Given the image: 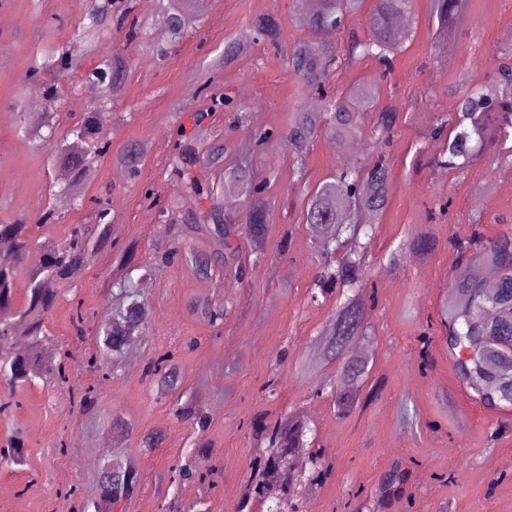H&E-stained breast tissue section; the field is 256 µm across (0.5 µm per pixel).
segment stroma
Listing matches in <instances>:
<instances>
[{"label":"stroma","mask_w":512,"mask_h":512,"mask_svg":"<svg viewBox=\"0 0 512 512\" xmlns=\"http://www.w3.org/2000/svg\"><path fill=\"white\" fill-rule=\"evenodd\" d=\"M90 7V0H0V224L26 221L38 246L64 242L72 225L93 223L92 210L72 209L63 194L52 149L19 134L18 127L23 115L37 109L54 113L59 132L68 131L101 102L100 96H86L82 71L121 50L130 76L110 111L111 152L93 161L84 193L109 195L117 248L136 244L139 258L147 260L183 228L142 203L146 187L160 203L181 200L173 182L160 177L170 153L169 128L191 123L207 107L201 86L209 79L250 114L233 131L230 111L195 128L193 142L202 151L227 136L240 141L256 125H285L297 108L317 107V97L286 74L284 63L289 45L308 39L309 31L297 21L292 0H208L194 11V29L160 61L152 52L159 37L152 0H135L141 33L133 44L125 30L115 28L83 47L75 30ZM272 12L285 26L276 48L259 42L254 28L256 18ZM511 22L512 0H466L463 29L447 61L438 63L432 0H414L410 38L390 74L366 60L339 80L345 87L380 82L382 100L404 107L388 148L390 206L365 258L364 278L374 284L375 300L368 335L360 341L371 351L363 384L371 399L363 410L341 417L328 400L316 397L317 389L341 384L335 365L303 366L322 346L339 298H310L319 258L300 221L303 193H287L290 156L283 145H272L258 153L256 169L270 177L279 201L268 214L264 261L248 279L227 278L219 270L204 277L181 261L147 277L132 271L151 319L142 339L111 359L106 373L90 368L87 359L98 351L97 330L113 304L104 288L112 252L98 254L76 286L62 288L45 326L73 354L68 383L18 387L0 378V397L20 403L11 417L0 419V444L17 432L28 441L25 466L0 465V512H95L104 471L114 462L133 470L138 486L131 500L111 512H168L171 502L184 510L202 502L209 512H266V504L247 496L262 448L244 424L259 413L302 416L312 448L325 450L332 475L321 484L301 483L300 512H373L381 479L399 464L410 471L412 500L393 503L387 512H438L443 506L448 512H512V434L491 436L499 425L512 427V405L476 400L439 323L441 302L462 267L450 237L465 234L475 215L486 238L512 234V161L483 158L464 173H451L431 166L440 144L424 137L433 116L456 111L462 88L497 84L501 59L512 57V38L505 33ZM228 38L246 52L224 64L220 55ZM49 47L70 51L74 62L59 78L54 99L25 79L33 57ZM137 142L147 145L148 154L133 183L114 156ZM374 150L367 139L349 151L320 138L309 154L310 180L329 178L341 164L363 161ZM443 203L448 213L427 219V211ZM47 210L61 213V220L40 223ZM422 228L437 241L426 257L403 246ZM283 240L288 251L282 255L277 247ZM394 250L399 259L392 265L387 256ZM206 303L225 307L223 326L195 313V306ZM77 310L84 316L80 337L72 324ZM425 331L433 341L431 365L423 371L417 338ZM169 351L179 379L173 391L145 374L152 357ZM270 381L271 392L265 388ZM88 386L97 404L82 412L70 392ZM187 402L199 405L204 425L176 416V406ZM154 433L158 443L144 447L143 437ZM62 441L63 453L57 449ZM188 459L210 473V483L172 480V466Z\"/></svg>","instance_id":"obj_1"}]
</instances>
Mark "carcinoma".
Here are the masks:
<instances>
[{"mask_svg": "<svg viewBox=\"0 0 512 512\" xmlns=\"http://www.w3.org/2000/svg\"><path fill=\"white\" fill-rule=\"evenodd\" d=\"M465 0H433L438 23V36L445 42L459 32L463 23ZM192 0H166L161 22L167 42L182 39L193 25L189 9ZM364 0H293L295 15L302 18L313 33L337 31L344 19L361 10ZM413 11V0H373L367 15V37L354 39L345 54L313 38L294 44L286 58L287 72L302 85L315 91L321 100L318 110L299 108L291 113L283 127L258 126L251 140L238 148L237 158L223 164L228 146L218 142L205 157H200L192 144V132L181 124L170 135L172 149L160 177L174 182L185 203L193 205L187 230L207 237L214 253L207 255L182 251L172 244L160 256L159 263L168 264L177 257L190 261L204 276L212 275L213 258L220 259L225 274L245 279L261 261V252L243 251L241 241L249 239L262 244L270 207L267 181L259 182L251 173V156L270 142H285L291 151L289 178L304 191L301 221L313 239L314 247L324 259V269L315 280L312 298L327 297L336 289H346L351 296L336 310L329 337L318 354L321 363L341 362L343 384L332 394L333 406L343 415L352 414L360 403V387L369 369V353L356 352L354 345L367 334V322L351 323L350 313L367 304V287L363 267L368 241L373 237L377 220L389 206L392 166L381 146L394 137L403 116L401 105L394 100L380 103V86L357 85L340 97L328 96L331 77L358 60H373L389 67L392 57L401 50L408 33L399 23ZM132 6L119 0H93L85 17L82 33L88 36L114 27L128 30V41L137 39V21L131 17ZM258 39L273 45L282 34V19L267 14L254 23ZM69 67V52L47 49L36 56L28 77L43 74L59 76ZM112 72L109 95L116 98L128 75L126 58L121 51L102 59L85 74L92 80L102 71ZM209 106L193 115V125L211 122L219 112H237L240 107L217 92L207 93ZM108 112L94 108L83 113L71 130L72 138L57 145V159L68 170L64 191L77 205H83L80 185L87 179L93 157L106 155L112 142L105 127ZM380 150L374 160L355 166L347 163L336 174L317 185L308 184V160L311 148L322 136L336 143L366 135L365 122ZM19 133L43 143L56 139L52 113L26 116ZM512 135V95L495 88L477 86L459 98L457 111L440 113L429 130V136L443 143L430 164L449 171H462L479 156L502 149ZM147 149L134 143L118 157L117 163L131 180L138 178ZM201 163L219 172L208 178L197 171ZM95 224H76L62 245H44L39 256L30 260L31 225L24 221L0 224V251L9 259L0 262V378L23 387L50 380L65 384L66 359L61 349L46 350L44 326L58 298V285L78 281L91 257L110 241L109 203L97 202ZM453 245L464 259V270L454 276L448 294L441 303V324L448 338V351L455 356L461 376L472 386L477 399L490 404L512 405V235L486 239L480 224L471 225V234L453 239ZM435 247L434 239L425 232L416 234L408 248L428 256ZM28 264L23 284L26 304L15 305L18 270ZM110 289L117 290L120 302L111 317L98 329V343L118 355L130 338L139 336L150 319L149 307L140 298L135 284L127 275L112 278ZM24 327L32 349L14 348L16 331ZM346 330L348 343L338 347L333 342L336 329ZM174 356L168 352L149 361L146 374L173 386L176 382ZM247 431L265 445L264 455L256 458L261 477L253 493L267 504V512H297L293 499L298 475L290 460L303 447L307 426L288 417L269 419L253 417ZM23 467L27 464L26 440L16 435L10 452L0 456V463ZM408 482L405 469L393 470L381 483L379 507L386 508L404 493ZM104 500L116 503L131 498L137 478L129 470L118 468L103 483Z\"/></svg>", "mask_w": 512, "mask_h": 512, "instance_id": "obj_1", "label": "carcinoma"}]
</instances>
